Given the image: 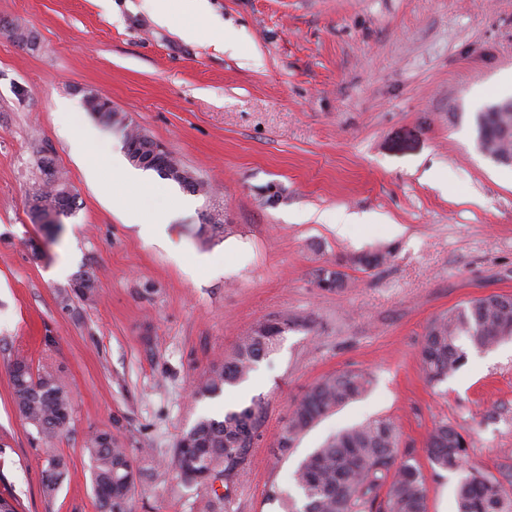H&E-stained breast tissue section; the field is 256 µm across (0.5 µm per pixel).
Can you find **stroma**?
Segmentation results:
<instances>
[{
    "label": "stroma",
    "mask_w": 512,
    "mask_h": 512,
    "mask_svg": "<svg viewBox=\"0 0 512 512\" xmlns=\"http://www.w3.org/2000/svg\"><path fill=\"white\" fill-rule=\"evenodd\" d=\"M240 41L216 51L212 29L178 12L157 24L142 0H0V494L18 512H96L84 441L110 431L132 451L171 456L201 416L251 400L265 414L241 472L218 492L226 512H283L270 486L293 490L299 461L355 423L388 418L411 449L429 512H455L459 473L432 469L434 424L468 442L467 468L498 475L512 461V341L468 350L448 381L427 382L419 357L429 323L489 294L512 295V166L477 145L475 118L512 98V0H208ZM32 34L12 38L10 25ZM163 144L206 194L153 177L114 179L120 130L87 94ZM92 131L90 148L73 141ZM50 160L78 209L56 238L29 212ZM97 180H88L86 168ZM229 235L205 239L202 213ZM367 214L339 236L337 212ZM162 220V237L141 234ZM384 247L385 264L353 257ZM68 274H52L58 265ZM345 275L340 290L320 270ZM93 301H62L76 275ZM298 315L247 382L215 398L193 386L259 323ZM24 357L72 393L55 446L71 477L43 492L35 429L17 413L8 369ZM351 369L369 393L323 419L290 454L277 439L323 377ZM201 487L172 470L136 482L133 512H205Z\"/></svg>",
    "instance_id": "1"
}]
</instances>
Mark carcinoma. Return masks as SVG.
<instances>
[{"mask_svg": "<svg viewBox=\"0 0 512 512\" xmlns=\"http://www.w3.org/2000/svg\"><path fill=\"white\" fill-rule=\"evenodd\" d=\"M477 142L488 156L512 158V112H480L476 116ZM390 252L376 251L353 258L364 270L383 264ZM309 317L260 323L243 336L224 363L212 366L194 387V397L215 396L254 371L275 352L283 333L308 326ZM512 339V295H492L448 310L432 320L423 336L420 358L429 382L440 384L454 376L467 358L466 347L493 348ZM14 404L19 415L48 444L71 422V394L57 376L45 371L33 375L23 358L10 363ZM372 379L362 370L328 375L315 383L295 406L288 425L279 435L280 453L322 418L362 397ZM263 416L261 401L220 418L202 417L181 437L170 467L179 484L208 488L217 479L231 478L244 464ZM90 461L89 477L97 512H132L136 478L146 468L128 448L121 447L106 430H96L85 440ZM431 466L461 471L467 458L463 435L446 422L434 426L426 441ZM44 491L54 493L69 477L66 460L54 448L42 449ZM293 483L302 497L277 487L267 491L279 499L284 512H428L425 482L409 451H400L396 425L375 419L347 428L326 439L298 464ZM456 512H512V496L495 477L476 471L463 475L456 486Z\"/></svg>", "mask_w": 512, "mask_h": 512, "instance_id": "1", "label": "carcinoma"}]
</instances>
